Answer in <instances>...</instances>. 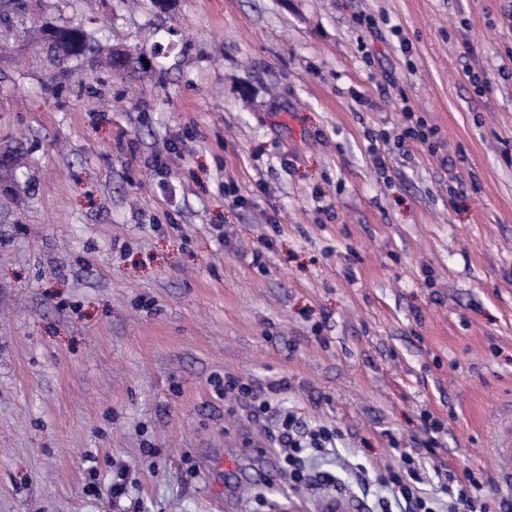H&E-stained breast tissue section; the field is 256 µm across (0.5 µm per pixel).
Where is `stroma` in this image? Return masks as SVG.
Instances as JSON below:
<instances>
[{
	"label": "stroma",
	"instance_id": "stroma-1",
	"mask_svg": "<svg viewBox=\"0 0 512 512\" xmlns=\"http://www.w3.org/2000/svg\"><path fill=\"white\" fill-rule=\"evenodd\" d=\"M151 68L0 65V512H377L495 488L512 400V0H40ZM437 130L398 142L406 111ZM389 161L379 173L375 153ZM457 194H450V187ZM274 404L335 427L283 470ZM154 456H144V449ZM128 467V493L104 496ZM277 471L270 486L265 477ZM284 386L281 380L279 383L268 386L267 391L260 390L254 386L252 381H245L236 376H224V385L219 383L218 391L227 396L237 397L248 403L256 413H267L275 410L279 414V441L287 448L284 462L287 466L289 476L295 487H300L310 482L312 475L305 468L304 455L311 449L317 452H324L328 448L336 447V438L340 433L336 429H329L319 426L303 431L297 415L288 410H276L272 407L271 395L280 391ZM436 476L445 475V482L440 489L448 500L425 497L419 484L430 481V472L425 460L410 456H401L398 468L388 467L386 474H377V480L384 485H391L395 493V501L404 511L398 512H503V504L497 498H489L482 482L468 473L465 480L456 479L453 471L435 469Z\"/></svg>",
	"mask_w": 512,
	"mask_h": 512
}]
</instances>
